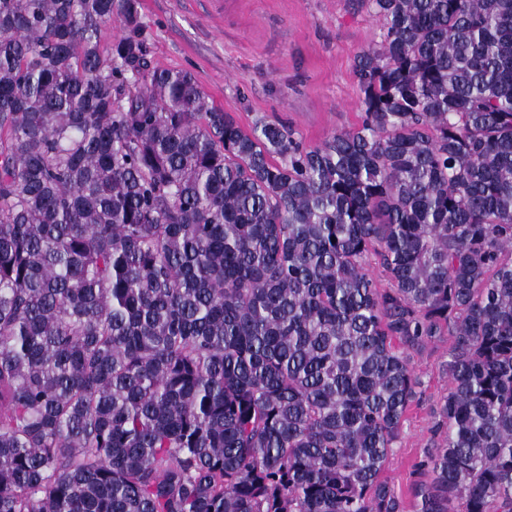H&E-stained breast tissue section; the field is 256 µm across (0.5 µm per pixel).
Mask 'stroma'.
<instances>
[{
	"label": "stroma",
	"mask_w": 512,
	"mask_h": 512,
	"mask_svg": "<svg viewBox=\"0 0 512 512\" xmlns=\"http://www.w3.org/2000/svg\"><path fill=\"white\" fill-rule=\"evenodd\" d=\"M140 17L150 68L190 71L242 129L277 119L315 146L361 119L354 61L380 43L382 23L356 0H140ZM451 345L444 335L411 354L420 394L382 472L405 512L415 484L433 478L419 464L439 441Z\"/></svg>",
	"instance_id": "1"
}]
</instances>
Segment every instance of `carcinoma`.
Instances as JSON below:
<instances>
[{"mask_svg": "<svg viewBox=\"0 0 512 512\" xmlns=\"http://www.w3.org/2000/svg\"><path fill=\"white\" fill-rule=\"evenodd\" d=\"M362 3L307 148L149 69L140 0H0V512H402L444 334L416 512H512V0ZM453 339L448 334L419 351L411 352V365L420 379L418 399L408 407L402 421L401 434L381 474L403 499L405 511L415 512L412 490L415 484L429 483L433 475L417 465L433 452L439 442L436 432L439 406L448 393V350Z\"/></svg>", "mask_w": 512, "mask_h": 512, "instance_id": "carcinoma-1", "label": "carcinoma"}]
</instances>
